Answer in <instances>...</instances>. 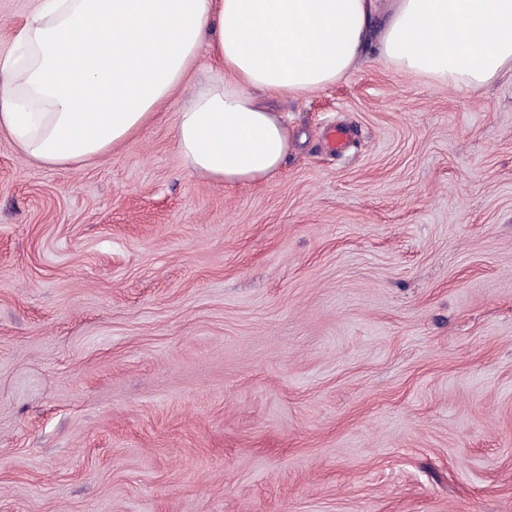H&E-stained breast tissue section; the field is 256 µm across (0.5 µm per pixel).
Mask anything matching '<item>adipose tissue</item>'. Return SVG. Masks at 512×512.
Returning a JSON list of instances; mask_svg holds the SVG:
<instances>
[{"mask_svg":"<svg viewBox=\"0 0 512 512\" xmlns=\"http://www.w3.org/2000/svg\"><path fill=\"white\" fill-rule=\"evenodd\" d=\"M382 59L438 86L478 90L512 71V0H35L0 60V132L46 166L130 138L176 90V147L192 173L266 180L291 139L266 98L346 76L373 20ZM208 53L221 72L193 88Z\"/></svg>","mask_w":512,"mask_h":512,"instance_id":"ef3b65f1","label":"adipose tissue"}]
</instances>
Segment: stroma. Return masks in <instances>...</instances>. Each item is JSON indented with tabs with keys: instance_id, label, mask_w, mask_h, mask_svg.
I'll use <instances>...</instances> for the list:
<instances>
[{
	"instance_id": "1",
	"label": "stroma",
	"mask_w": 512,
	"mask_h": 512,
	"mask_svg": "<svg viewBox=\"0 0 512 512\" xmlns=\"http://www.w3.org/2000/svg\"><path fill=\"white\" fill-rule=\"evenodd\" d=\"M188 97L77 165L0 133V512H512V76L368 47L236 186Z\"/></svg>"
}]
</instances>
